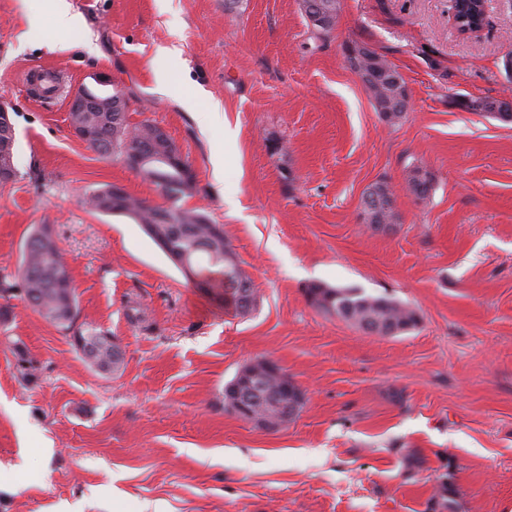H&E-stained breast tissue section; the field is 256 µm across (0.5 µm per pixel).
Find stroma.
I'll return each mask as SVG.
<instances>
[{
    "label": "stroma",
    "mask_w": 512,
    "mask_h": 512,
    "mask_svg": "<svg viewBox=\"0 0 512 512\" xmlns=\"http://www.w3.org/2000/svg\"><path fill=\"white\" fill-rule=\"evenodd\" d=\"M66 2L86 24L61 33L48 0H0L19 170L0 185V280L16 282L23 237L48 225L76 330L115 336L125 362L97 371L71 333L0 298V512H512V122L455 104L512 96V0H486L476 37L458 33L450 0H341L320 39L300 0ZM354 42L402 74L399 124L350 68ZM35 66L74 92L121 93L131 122L168 133L195 175L183 204L223 225L256 310L225 312L140 224L89 208L104 184L167 200L73 135L68 100L34 99L23 76ZM160 73L183 98L161 92ZM215 102L228 122L200 132L188 106ZM414 166L434 176L423 201L406 182ZM379 181L402 216L384 233L359 220ZM316 282L389 292L420 321L365 334L308 304ZM259 358L305 393L276 433L224 410L225 383Z\"/></svg>",
    "instance_id": "obj_1"
}]
</instances>
